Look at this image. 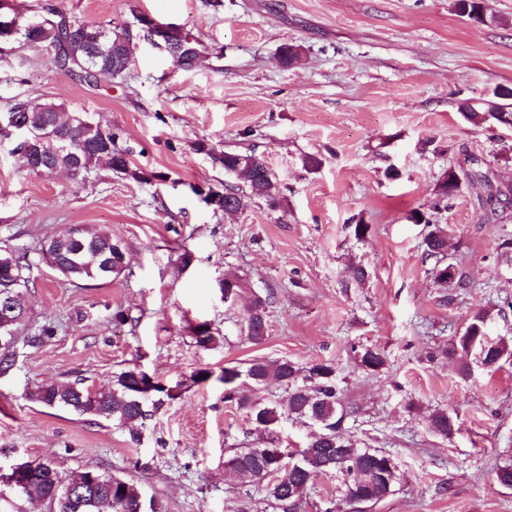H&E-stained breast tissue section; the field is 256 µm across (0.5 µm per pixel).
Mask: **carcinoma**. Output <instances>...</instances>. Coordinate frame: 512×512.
<instances>
[{
  "label": "carcinoma",
  "instance_id": "carcinoma-1",
  "mask_svg": "<svg viewBox=\"0 0 512 512\" xmlns=\"http://www.w3.org/2000/svg\"><path fill=\"white\" fill-rule=\"evenodd\" d=\"M485 0H456L455 9L459 16L472 18L483 9ZM45 27L30 30L27 17L18 16L20 30L16 37L26 42L53 49V61L57 68L64 70L89 83H100L122 78L131 65L130 53L119 56L112 51L114 43L126 30L106 29L79 23L62 9H51L46 16ZM174 52L169 54L174 65L188 70L186 55L202 53L201 43L179 30L169 35ZM505 105L486 101L468 103L462 107V116L475 126H486L499 121L497 111ZM8 114L21 125L30 124L36 135L61 133L68 137V149L51 151L43 161L40 170L64 169L72 171L76 157H81L84 172L88 173L105 163L115 173H122L134 180H146L148 176L132 168L130 149L117 145L119 134L112 125L94 122L96 145L87 141V127L70 112L55 103H46L40 112L33 111L25 101L15 102ZM253 160L252 175L248 179V190L243 192L231 187L224 190L225 202L232 212L246 209L251 200L263 199L272 208L281 204L280 189L273 179L266 163L253 154L224 152L220 162L224 171H235L239 159ZM472 168L464 170L451 166L444 173V182L435 187L434 209L448 205L452 198V181L457 177L465 179L475 188L488 183L487 175L474 166L479 164L475 157L469 160ZM411 219L425 224L426 233L422 240L425 257L435 259L432 274L437 283L461 288L463 278L450 283L444 279L442 270L448 267L446 261L448 232L450 225L436 224L432 220L412 211ZM118 240L102 229L84 228L79 233V243L60 239L53 243L54 260L61 269V275L70 282L108 280L97 272V259L112 258L119 271L112 274L117 278L127 267L126 252L118 251ZM29 264L25 257L13 250H0V279L14 274L19 277L20 287L9 296L0 292V324L14 322L15 329L24 323L22 315L30 313L27 292L30 279L25 276ZM269 299L261 296L251 298L247 308V338L253 344H261L268 335ZM489 313L477 311L463 331L448 347L441 351L447 357L467 355L472 351L480 354L482 365L492 370L504 357L512 356V343L503 339L490 342L486 336ZM55 333L54 327L42 326L24 337L30 347H39ZM197 346L209 348L216 344L218 337L205 324L194 330ZM351 351L361 368L367 372H378L385 366L384 354L367 346H351ZM141 370L136 367L120 371L113 376L112 385L103 390L92 391L78 379L71 383H41L31 388L28 399L47 409L66 410L78 417L91 421L102 419L128 430L131 439L139 440L144 421L173 400L180 385H159L152 399L145 401L136 390ZM219 380L224 383V401L249 411L251 423L262 439L251 448H242L231 455L226 463L233 472L244 479L265 484L267 496L291 512L314 488L321 475L334 473L345 486V501L353 504H375L387 497L399 479L398 465L388 466L387 453L372 448H363L358 441L348 436L343 424L350 415L342 401L336 366L329 362H316L301 367L288 358H256L246 369L226 367ZM285 388L288 393L287 405L268 402L260 397L270 383ZM286 420H300L313 431L306 447L291 453L279 447L277 429ZM429 428L442 438H450L455 429V418L446 410H437L429 416ZM30 472L25 482L17 486L15 493L20 496L33 494L48 501L50 512H159L155 503H145L139 488L131 481L112 476V488L97 491L84 490L76 500L63 497L66 485L87 484L88 476L100 474L98 470H87L73 478H67L50 461L29 462Z\"/></svg>",
  "mask_w": 512,
  "mask_h": 512
}]
</instances>
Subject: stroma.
Wrapping results in <instances>:
<instances>
[{
  "label": "stroma",
  "instance_id": "obj_1",
  "mask_svg": "<svg viewBox=\"0 0 512 512\" xmlns=\"http://www.w3.org/2000/svg\"><path fill=\"white\" fill-rule=\"evenodd\" d=\"M31 16L64 9L74 20L119 28L145 13L201 41L190 71L140 41L125 77L90 86L55 68L45 47L0 50V113L15 101L55 102L104 120L132 148L138 182L100 166L85 179L22 168L0 137V248L30 264L29 328L54 327L44 345H17L0 371V467L52 460L66 476L101 469L135 483L161 512H283L262 485L224 469L258 438L246 412L224 401L220 375L257 357L300 365L328 361L354 411L346 433L391 454L400 479L372 506L343 503L341 481L319 478L298 512H512V489L495 480L512 463V358L495 371L441 351L471 314L490 310L488 334L512 338V207L490 213L463 187L433 212L449 165L478 157L491 188H512V129L469 124L461 102L512 88V0H486L494 24L460 17L454 0H11ZM302 49L291 66L287 45ZM252 153L281 187L282 204L214 210L205 196L245 188L196 141ZM307 157L318 159L304 166ZM450 225L448 260L467 282L444 288L424 260L413 210ZM370 230L356 239L354 226ZM105 229L126 249L117 279L70 282L45 264V240L71 227ZM193 255L177 261L180 248ZM369 272L346 283L350 262ZM232 272L270 298L263 344L248 341V300L226 305L218 282ZM128 324L113 321L116 312ZM220 341L204 349L192 331ZM355 345L379 349L385 367L364 371ZM169 384L178 399L124 429L26 394L40 382L84 379L100 389L127 367ZM469 375H462V368ZM208 368L212 377L193 383ZM458 413L446 440L428 427L434 409Z\"/></svg>",
  "mask_w": 512,
  "mask_h": 512
}]
</instances>
